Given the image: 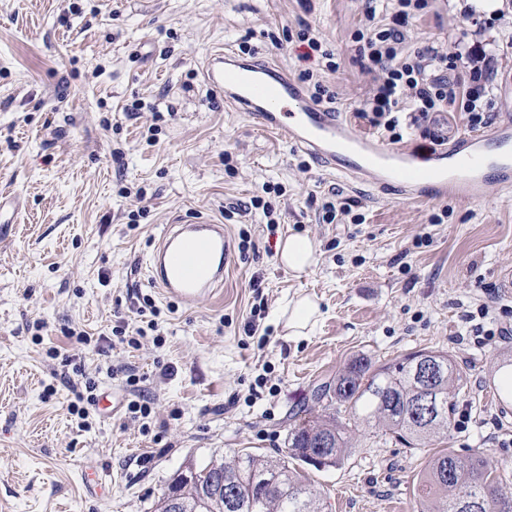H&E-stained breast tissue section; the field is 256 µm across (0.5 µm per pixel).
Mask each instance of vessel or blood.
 Masks as SVG:
<instances>
[{
  "mask_svg": "<svg viewBox=\"0 0 512 512\" xmlns=\"http://www.w3.org/2000/svg\"><path fill=\"white\" fill-rule=\"evenodd\" d=\"M207 84L227 104L248 115L263 129L285 136L294 146L353 179L380 186L407 188L425 201L452 195L481 198L489 185L512 187V158L491 159L489 143L512 144V119L492 134H457L449 150L422 165L415 155L363 138L341 125L334 112L309 98L299 84L275 64L253 63L231 49L211 54L204 71ZM232 262L224 227L201 219L168 225L150 252L152 285L187 308L214 296L224 286Z\"/></svg>",
  "mask_w": 512,
  "mask_h": 512,
  "instance_id": "vessel-or-blood-1",
  "label": "vessel or blood"
}]
</instances>
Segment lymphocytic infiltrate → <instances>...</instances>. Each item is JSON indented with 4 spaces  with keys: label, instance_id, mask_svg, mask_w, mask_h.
Returning a JSON list of instances; mask_svg holds the SVG:
<instances>
[{
    "label": "lymphocytic infiltrate",
    "instance_id": "f902f5d3",
    "mask_svg": "<svg viewBox=\"0 0 512 512\" xmlns=\"http://www.w3.org/2000/svg\"><path fill=\"white\" fill-rule=\"evenodd\" d=\"M427 6L428 0H369L365 25L356 36L362 65L374 75L373 89L364 99L360 114L377 133L394 143L402 141L405 131L414 127L423 135L433 136L432 125L450 110L460 113L472 131L492 122L491 114L479 105L480 99L493 90L490 57L467 49L462 42L451 52L426 44L402 54L408 20ZM381 12L388 16V23H377ZM464 69L470 73L466 85L452 77L453 72ZM136 313L140 327L130 333L119 326L113 329V336L135 350L146 339L163 345L161 312L151 296L138 298Z\"/></svg>",
    "mask_w": 512,
    "mask_h": 512
}]
</instances>
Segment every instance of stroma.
Segmentation results:
<instances>
[{
	"label": "stroma",
	"instance_id": "obj_1",
	"mask_svg": "<svg viewBox=\"0 0 512 512\" xmlns=\"http://www.w3.org/2000/svg\"><path fill=\"white\" fill-rule=\"evenodd\" d=\"M498 2L490 15L430 0L408 26L409 47L451 49L465 37L493 55L497 124L512 117V0ZM364 9L365 0H0V194L18 202L16 224L0 233V512H150L187 461L287 448L313 390L350 360L420 349L448 352L466 373L457 407L471 419L445 447L487 450L512 468V402L493 382L512 342L477 333L512 320V191L415 201L344 179L258 128L202 76L219 45L296 79L324 71L333 111L375 138L356 116L374 84L354 40ZM305 29L320 52L302 41ZM325 51L336 72H325ZM335 196L358 205L329 224L321 206ZM257 199L272 205L276 229ZM195 216L223 225L233 261L221 291L195 309L155 297L163 346L101 353L64 335L136 326L133 298L151 293L147 255L166 225ZM291 234L321 252L299 277L276 261ZM258 290L263 346L247 332ZM295 293L323 313L302 339L275 321ZM67 358L113 401L87 428L68 411L81 378L63 379ZM160 363L172 368L164 381ZM124 366L156 396L146 423L128 417ZM424 457L367 433L341 467L310 477L327 512H413ZM90 472L110 474L108 495L86 487Z\"/></svg>",
	"mask_w": 512,
	"mask_h": 512
}]
</instances>
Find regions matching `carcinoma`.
<instances>
[{
	"label": "carcinoma",
	"instance_id": "obj_1",
	"mask_svg": "<svg viewBox=\"0 0 512 512\" xmlns=\"http://www.w3.org/2000/svg\"><path fill=\"white\" fill-rule=\"evenodd\" d=\"M437 366L429 380L416 367ZM494 374L509 376L500 391L512 389V355L497 362ZM463 373L442 350L422 349L391 363L356 358L312 395L309 409L288 431V448L271 458L246 449L215 454L175 474L152 505V512H325L320 490L306 467L336 468L352 436L376 429L411 449L448 438L455 425V397ZM432 397L433 416H419L414 401L421 391ZM506 469L484 451L459 456L447 449L427 456L417 476L414 512H461L466 496L487 499L484 512H512Z\"/></svg>",
	"mask_w": 512,
	"mask_h": 512
}]
</instances>
